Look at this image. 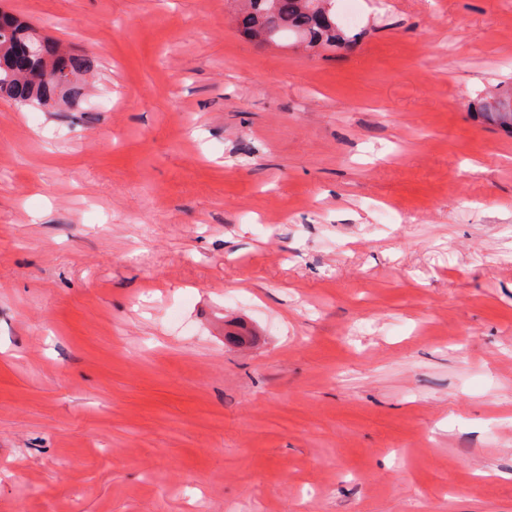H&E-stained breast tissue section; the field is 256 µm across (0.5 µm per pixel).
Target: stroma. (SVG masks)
<instances>
[{
    "instance_id": "35a3bbf8",
    "label": "stroma",
    "mask_w": 512,
    "mask_h": 512,
    "mask_svg": "<svg viewBox=\"0 0 512 512\" xmlns=\"http://www.w3.org/2000/svg\"><path fill=\"white\" fill-rule=\"evenodd\" d=\"M356 2L0 0L97 62L0 98V512H512V0ZM236 16L238 29L248 38L278 44L287 35L303 40L306 48H345L354 40L336 16V0H246Z\"/></svg>"
}]
</instances>
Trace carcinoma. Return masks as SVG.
Wrapping results in <instances>:
<instances>
[{"mask_svg":"<svg viewBox=\"0 0 512 512\" xmlns=\"http://www.w3.org/2000/svg\"><path fill=\"white\" fill-rule=\"evenodd\" d=\"M236 16L238 29L248 38L263 37L278 43L287 35L305 42L307 48L336 49L352 39L336 16V0H246ZM31 27L5 10L0 14V97L16 105L45 108L52 103L76 106L83 81L95 69L94 59L57 41L38 40ZM502 128L512 132V99L487 105Z\"/></svg>","mask_w":512,"mask_h":512,"instance_id":"carcinoma-1","label":"carcinoma"}]
</instances>
